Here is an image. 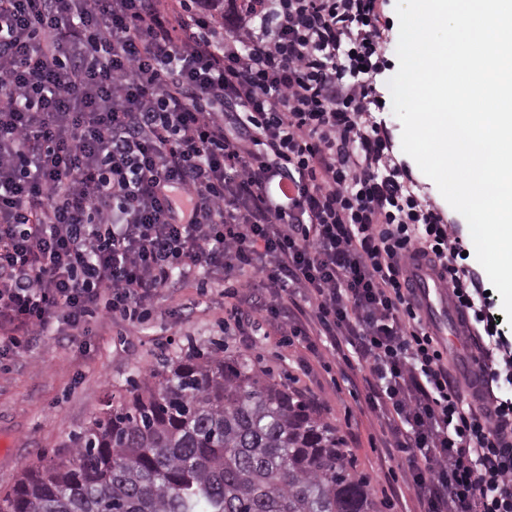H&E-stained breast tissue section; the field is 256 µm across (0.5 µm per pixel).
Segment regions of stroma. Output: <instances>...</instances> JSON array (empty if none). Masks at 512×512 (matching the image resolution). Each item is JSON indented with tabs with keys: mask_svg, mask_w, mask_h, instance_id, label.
Masks as SVG:
<instances>
[{
	"mask_svg": "<svg viewBox=\"0 0 512 512\" xmlns=\"http://www.w3.org/2000/svg\"><path fill=\"white\" fill-rule=\"evenodd\" d=\"M371 118L386 126L396 161L412 168L417 194L447 217L465 252L462 265L482 280L490 313L501 315V297L472 253L465 219L403 152L402 124L392 106ZM171 293L172 301L160 302L141 327L100 319L92 323L89 335L52 337L30 351L0 359V495L23 472L70 445L108 399L125 394L131 381L139 380L160 355L181 356L215 342L223 344L229 355L244 349L242 337L224 333L220 285L202 296L195 284L186 281L177 283ZM249 351L278 382L320 401L322 414L336 423L358 471L368 478L381 512H416L413 491L391 480L397 464L382 448L380 421L365 406L359 374L343 378L336 365L318 362L302 344L286 343L276 334L260 337Z\"/></svg>",
	"mask_w": 512,
	"mask_h": 512,
	"instance_id": "35a3bbf8",
	"label": "stroma"
}]
</instances>
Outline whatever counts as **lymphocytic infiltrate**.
Wrapping results in <instances>:
<instances>
[{"instance_id": "obj_1", "label": "lymphocytic infiltrate", "mask_w": 512, "mask_h": 512, "mask_svg": "<svg viewBox=\"0 0 512 512\" xmlns=\"http://www.w3.org/2000/svg\"><path fill=\"white\" fill-rule=\"evenodd\" d=\"M385 0H0V356L224 284V328L270 327L359 371L420 512H512V341L452 229L368 122ZM469 310L461 386L410 288Z\"/></svg>"}]
</instances>
